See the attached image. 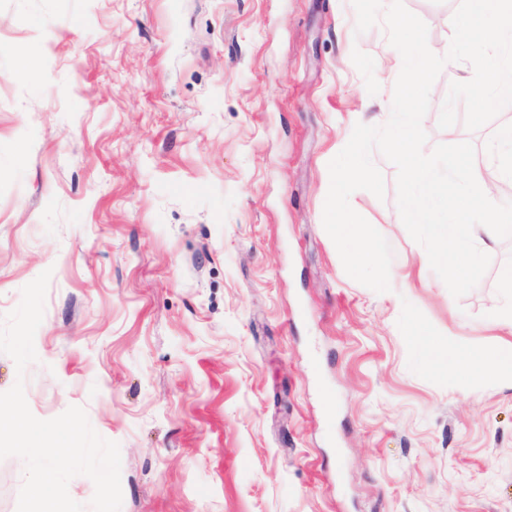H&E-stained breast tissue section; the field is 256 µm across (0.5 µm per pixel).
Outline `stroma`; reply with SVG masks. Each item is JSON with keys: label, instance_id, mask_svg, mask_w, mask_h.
<instances>
[{"label": "stroma", "instance_id": "35a3bbf8", "mask_svg": "<svg viewBox=\"0 0 512 512\" xmlns=\"http://www.w3.org/2000/svg\"><path fill=\"white\" fill-rule=\"evenodd\" d=\"M459 4L404 0L443 54ZM355 26L351 0H0V315L52 273L37 360L0 353V392L21 376L35 417L83 408L120 446L121 512H512V382L448 368L512 343L492 322L512 239L454 298L378 152L383 197L351 199L390 291L323 227L329 162L391 114L386 27ZM473 75L445 64L423 150L472 142L512 202V105L438 126Z\"/></svg>", "mask_w": 512, "mask_h": 512}]
</instances>
